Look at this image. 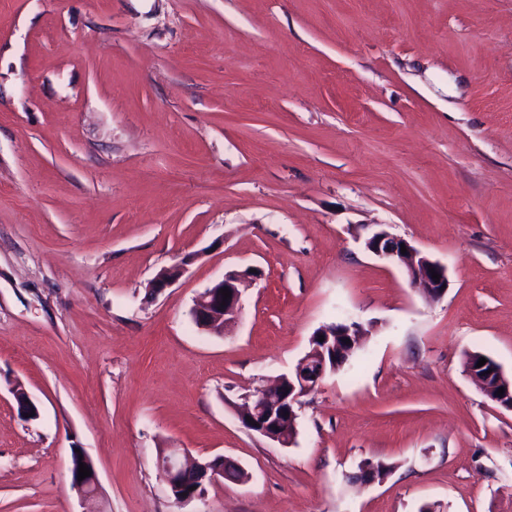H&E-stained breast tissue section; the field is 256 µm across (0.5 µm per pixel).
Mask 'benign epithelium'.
I'll return each instance as SVG.
<instances>
[{
	"mask_svg": "<svg viewBox=\"0 0 512 512\" xmlns=\"http://www.w3.org/2000/svg\"><path fill=\"white\" fill-rule=\"evenodd\" d=\"M406 253H401V248ZM365 248L376 256L388 259L405 268L411 287L418 289L431 299H440L448 284L447 269L441 263L421 253L410 241L379 229L365 238ZM199 257L197 253L184 255L179 264L160 271L153 281V291L159 292L175 282ZM440 275L432 279V273ZM255 276L252 269L232 270L214 282L199 296L191 309L196 326L210 334L224 335V326L239 316L242 309L240 285ZM231 291L230 298L223 300L222 289ZM315 352L304 355L293 372L281 376L275 383L257 388L247 396L239 419L245 429L282 446L289 444L285 439L288 430L297 427V407L301 398L316 391L328 371L325 362H314ZM229 458L222 455L202 460H179L164 452L158 454L161 477L172 497L179 503H188L201 496L204 482L226 479V465ZM79 466L71 463V480L74 489L85 497L98 493L99 480L96 470L91 476L78 480Z\"/></svg>",
	"mask_w": 512,
	"mask_h": 512,
	"instance_id": "obj_1",
	"label": "benign epithelium"
}]
</instances>
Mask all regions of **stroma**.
Listing matches in <instances>:
<instances>
[{
    "mask_svg": "<svg viewBox=\"0 0 512 512\" xmlns=\"http://www.w3.org/2000/svg\"><path fill=\"white\" fill-rule=\"evenodd\" d=\"M248 267L236 323L197 329ZM351 321L294 444L241 425ZM474 352L512 378V0H0V512H512V412ZM162 448L247 477L177 503ZM368 460L389 473L353 481ZM365 248L376 256L388 259L405 268L412 288L431 299H440L448 288L447 269L441 263L421 253L410 241L390 234L386 230H373L364 240ZM401 244L406 253H401ZM431 268L440 275L439 282L432 279ZM446 285V288H443ZM198 257V253L185 254L178 265L160 271L153 281V291L159 292L170 286L185 272L186 267L193 264L198 259ZM254 276L255 273L250 268L228 271L222 279L206 288L191 309L196 326L207 333L223 335L224 326L237 319L241 312V283ZM225 288L231 291L228 300H223L224 296L220 293V290ZM222 301H225L226 305H222ZM73 454L74 452L72 453L71 457L70 473L71 480L74 483V489L85 497L95 496L99 490V480L94 466L92 467V460L85 452H82V457L85 460V464L87 467H92V469L90 470L91 476L84 478L82 481H78L79 466L73 461Z\"/></svg>",
    "mask_w": 512,
    "mask_h": 512,
    "instance_id": "1",
    "label": "stroma"
}]
</instances>
